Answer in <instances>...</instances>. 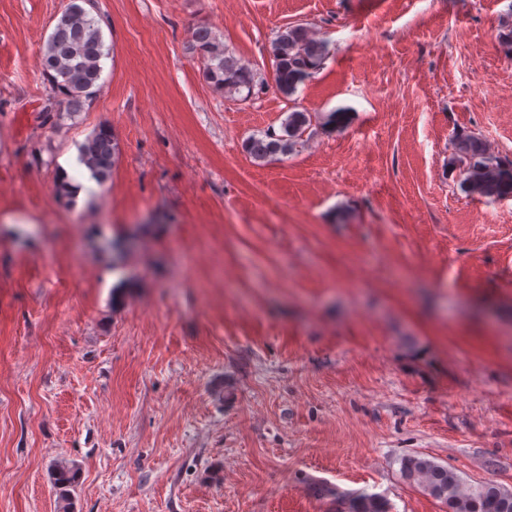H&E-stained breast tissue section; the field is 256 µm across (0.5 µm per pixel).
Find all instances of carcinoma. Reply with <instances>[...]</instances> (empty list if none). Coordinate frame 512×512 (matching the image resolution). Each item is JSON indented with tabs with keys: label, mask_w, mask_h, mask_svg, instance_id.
I'll return each mask as SVG.
<instances>
[{
	"label": "carcinoma",
	"mask_w": 512,
	"mask_h": 512,
	"mask_svg": "<svg viewBox=\"0 0 512 512\" xmlns=\"http://www.w3.org/2000/svg\"><path fill=\"white\" fill-rule=\"evenodd\" d=\"M190 53L203 67L206 80L227 94L247 89L253 94L254 75L249 63L228 53L212 28L197 27ZM275 61L274 81L285 96L320 69L327 55L326 44L303 25L286 26L270 43ZM110 55L101 28L90 17L81 0H69L49 34L43 50V71L50 85L56 108L45 111L44 121L54 127L81 111L100 88L103 60ZM346 121L343 112L294 110L281 122L280 130L268 129L246 143V151L256 162L264 163L290 155L304 136L319 129L332 133ZM450 164L463 175V185L473 193L499 195L512 190V159L489 151L474 132H457L452 139ZM120 158L112 127L101 124L80 146L78 162L98 183H105ZM403 480L434 499L448 512H512V491L493 480L465 486L458 473L423 454H411L400 461ZM54 483L65 489L77 483V470L66 464L55 465ZM336 512H391L388 500L380 495L359 493L336 495Z\"/></svg>",
	"instance_id": "cac0c4a2"
}]
</instances>
